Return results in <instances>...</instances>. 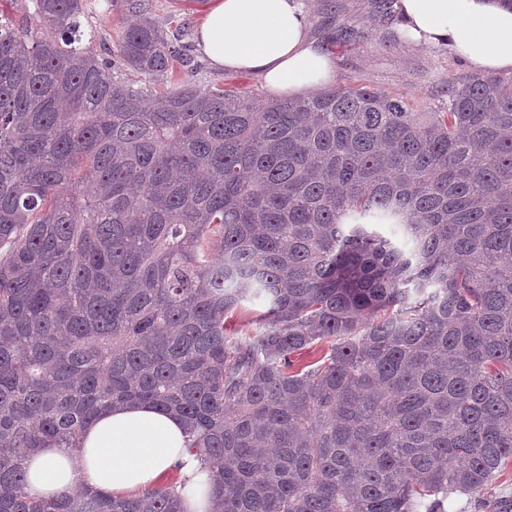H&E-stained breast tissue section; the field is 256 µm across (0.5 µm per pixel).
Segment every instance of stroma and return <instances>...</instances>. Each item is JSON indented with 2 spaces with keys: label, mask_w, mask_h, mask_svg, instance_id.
Instances as JSON below:
<instances>
[{
  "label": "stroma",
  "mask_w": 512,
  "mask_h": 512,
  "mask_svg": "<svg viewBox=\"0 0 512 512\" xmlns=\"http://www.w3.org/2000/svg\"><path fill=\"white\" fill-rule=\"evenodd\" d=\"M90 25L95 47L114 48L128 15L106 0H91ZM159 21L185 27L195 71H180L179 81L200 89L236 86L265 103L272 96L258 75L214 68L195 49L197 26L208 6L203 0H151ZM310 18V36L336 64L333 87L371 86L401 100L417 112H439L448 104V84L470 75L469 66L444 46H423L402 29L399 0H303ZM344 26L351 37L332 44V29ZM444 512H512V459L499 469L488 490L479 495L454 492L444 500Z\"/></svg>",
  "instance_id": "stroma-1"
}]
</instances>
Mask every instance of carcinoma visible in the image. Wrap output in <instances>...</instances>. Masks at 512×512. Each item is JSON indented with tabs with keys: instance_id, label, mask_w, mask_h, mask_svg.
I'll use <instances>...</instances> for the list:
<instances>
[{
	"instance_id": "obj_1",
	"label": "carcinoma",
	"mask_w": 512,
	"mask_h": 512,
	"mask_svg": "<svg viewBox=\"0 0 512 512\" xmlns=\"http://www.w3.org/2000/svg\"><path fill=\"white\" fill-rule=\"evenodd\" d=\"M121 7L109 60L86 0H0V512H180L174 484L29 491L32 450L132 402L186 422L213 512L484 491L512 458V83L443 112L159 90L182 34Z\"/></svg>"
}]
</instances>
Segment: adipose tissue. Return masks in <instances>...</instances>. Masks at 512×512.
<instances>
[{"mask_svg": "<svg viewBox=\"0 0 512 512\" xmlns=\"http://www.w3.org/2000/svg\"><path fill=\"white\" fill-rule=\"evenodd\" d=\"M415 43L445 45L469 67L512 73V11L494 0H400ZM301 0H213L197 27V47L218 69L254 73L270 91L304 94L331 80L332 58L309 36ZM184 421L149 403L101 410L76 447L32 452L31 490L51 500L82 488L129 496L178 473L186 512H209V472L187 451Z\"/></svg>", "mask_w": 512, "mask_h": 512, "instance_id": "adipose-tissue-1", "label": "adipose tissue"}]
</instances>
